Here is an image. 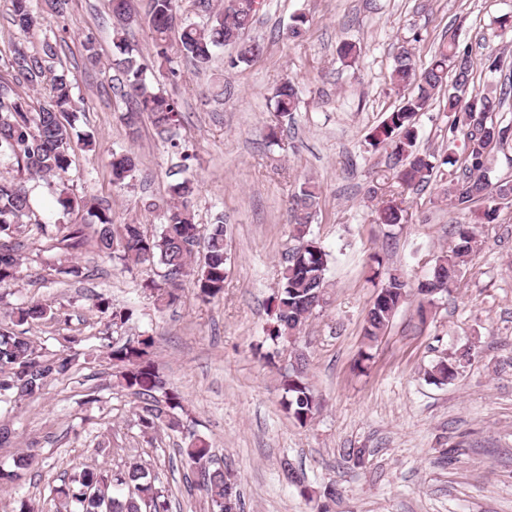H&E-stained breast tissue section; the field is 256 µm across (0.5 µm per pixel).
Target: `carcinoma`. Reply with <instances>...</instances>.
I'll return each mask as SVG.
<instances>
[{"mask_svg": "<svg viewBox=\"0 0 512 512\" xmlns=\"http://www.w3.org/2000/svg\"><path fill=\"white\" fill-rule=\"evenodd\" d=\"M10 23L22 32L43 25L30 0H11ZM113 59L116 72L113 92L126 104L125 119L131 125L147 115L157 135L168 141L172 155L178 158L170 171L169 200L163 204L150 203L148 207L163 209L166 224L152 236L144 233L141 225L133 222L117 224L112 210L86 198H79L63 182L71 165V152L78 143L92 145L90 136L76 130L75 104L71 96L68 74L55 71V47L44 43L42 51L31 52L23 44L14 47L7 68L18 82L35 88L44 80L50 81V100L37 107L29 104L6 83H0V156L14 161L18 170L30 178H56V206L63 214L84 209L94 226L97 251L122 264L159 266L164 269L165 288L157 294L162 306L173 304L185 278L192 276L200 298L205 302L224 295L228 256L225 247L226 224L224 214L215 216L207 234H201L195 223L193 201L196 194L194 180L187 175L191 155L174 139L173 129L179 121L177 102L153 85L148 75L149 65L140 52L128 41L127 28L138 17L133 13L131 0H111ZM197 7L210 14L205 26L178 23L179 0H148L144 21L151 30L157 57L169 59L172 43L182 56L198 67L207 66L215 50L227 45L236 47V55L228 61L231 68L249 64L262 53L256 42L243 39L255 21L258 8L253 0H224V12H211L210 0H197ZM177 38H172V34ZM418 37L406 38L396 47L390 75L398 88L411 86L414 93L405 98L400 107L388 113L369 137L373 147L384 145L388 153L389 169L398 181L408 188L429 184L444 173L443 166H456L454 155L457 135H462L466 152L462 175L449 180L444 194L452 207L459 211L469 208L474 200L485 202L483 212L475 224L455 226L448 250L436 258L428 275L417 287L421 296L418 307L420 318H426L434 300L453 292L459 282L463 266L478 246V225L496 219L499 205L512 201V181H492L490 165L495 150L507 142L509 126L493 118L507 96L500 88L475 91L472 88L474 67L472 47L460 43L452 34L435 49L428 64L417 69L413 63V43ZM442 99L443 109L454 114L448 138V153L422 154L417 149L416 118L426 111L436 98ZM271 101L277 123L270 127L268 139L279 142L283 125L293 120L299 104V89L292 81H285L273 92ZM136 157L129 153L113 156L112 177L116 184H124L136 177ZM318 186L308 180L295 194L291 208V224L298 246L287 252L281 270L280 286L273 298L274 322L267 331L268 351L263 357L270 360L280 347L296 342L303 327L313 314L328 303L329 282L326 274L331 254L311 236L310 225L318 206ZM403 209L390 201L378 211L380 224L402 223ZM32 213L30 193L23 186L0 181V285L17 278L20 254L14 243L24 219ZM57 232L69 242L73 250L86 242L82 224H57ZM200 263H195L197 255ZM373 278L382 279L364 323V347L357 364L371 359V350L401 305L410 296L406 281L392 270L371 269ZM96 308L109 314L110 323L122 328L131 318L129 310L110 309L105 300ZM39 321L67 323L64 312L52 306L32 301L14 308L11 324L21 330L0 327V403L21 401L40 394L48 381L65 375L71 359L62 353H53L37 346L23 326ZM108 348V357L116 369L118 385L139 399L136 411L137 426L144 435L152 433H180L188 416L182 396L165 387L158 367L151 358L154 339L147 332L133 336L119 344L110 341V335L100 337ZM466 350L456 358L438 362L427 373L435 385H446L457 378L461 360L469 357ZM294 363L280 374L279 388L282 405L288 416L298 425L309 424L320 409V401L309 383L308 357L305 352L293 353ZM181 462L196 476L197 489L202 493L211 512H244L238 484L230 482L229 471L210 466L211 447L202 436L190 434L186 446L179 449ZM36 463L31 454L20 455L16 470L0 472V480L20 478V472ZM287 478L300 488L302 495L312 497L305 485L304 473L285 460L282 462ZM51 512H169L170 503L164 491L156 484V477L141 462H133L122 469L86 468L52 489Z\"/></svg>", "mask_w": 512, "mask_h": 512, "instance_id": "1", "label": "carcinoma"}]
</instances>
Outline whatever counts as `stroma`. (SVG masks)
Wrapping results in <instances>:
<instances>
[{
  "instance_id": "35a3bbf8",
  "label": "stroma",
  "mask_w": 512,
  "mask_h": 512,
  "mask_svg": "<svg viewBox=\"0 0 512 512\" xmlns=\"http://www.w3.org/2000/svg\"><path fill=\"white\" fill-rule=\"evenodd\" d=\"M32 8L46 23L25 34L10 23L11 0H0V76L16 43L32 49L52 43L79 106L76 128L94 137L92 148L78 146L71 155L65 177L71 192L109 205L116 223L159 232L162 212L148 204L167 199L172 157L148 118L133 127L125 123V106L110 89L109 0H67L60 15L50 0H32ZM510 11L512 0H264L244 34L264 50L234 69L225 66L227 48L204 69L179 54L171 65L157 64L147 25H132L130 40L153 62L155 86L179 104L177 135L194 157L195 221L205 230L216 214L226 219L224 296L202 302L188 279L178 301L161 307L143 287L159 280L160 268H124L90 243L67 250L53 230L23 237L21 278L0 287V321L10 307L32 300L62 306L68 325L36 322L29 334L47 351L71 355L74 364L37 398L0 408V423L13 430L0 445V470H14L23 453L38 460L21 481L0 483V512H15L23 500L42 504L51 486L82 468L112 469L138 459L151 463L172 512H204L178 455L183 434L148 437L134 424L137 402L117 387L99 340L106 323L93 306L99 295L133 310L122 335L153 334V358L185 400L188 430L205 436L216 465L235 475L245 512H512V203L501 207L494 223L480 225V244L456 289L436 300L427 321H419L413 293L367 369L354 367L377 290L369 278L373 256L400 269L414 289L447 249L455 225L473 222L484 209L480 201L466 211L450 208L438 182L403 189L386 166L385 148L369 145L368 135L405 97L389 82L394 48L415 37L420 67L444 36L455 33L479 62L476 88L512 85V70L484 65L489 57H512V36L494 32L496 17ZM301 13L308 19L303 37L286 38ZM88 38L98 56L94 64L86 58ZM345 40L362 48L349 67L337 56ZM172 67L178 77L169 75ZM287 78L298 82L301 103L292 127L273 145L268 97ZM453 119L438 100L420 113L419 151L444 149ZM126 150L136 155L139 172L118 187L112 155ZM0 178L29 189L32 221L83 222L81 211L62 217L53 186L28 179L8 159L0 160ZM308 178L321 191L311 232L334 261L331 301L298 340L322 401L320 413L302 427L288 418L278 388L288 351L268 361L257 346L273 321L268 304L294 245L289 201ZM391 198L400 201L403 222L378 223V208ZM66 259L82 267V277L54 271ZM466 347L472 356L455 381H426L431 365ZM346 448L365 449L363 462L343 456ZM285 459L303 471L314 498L288 482ZM330 484L332 500L323 496Z\"/></svg>"
}]
</instances>
